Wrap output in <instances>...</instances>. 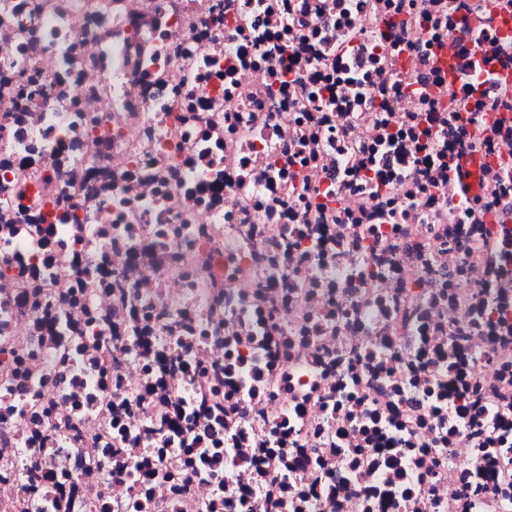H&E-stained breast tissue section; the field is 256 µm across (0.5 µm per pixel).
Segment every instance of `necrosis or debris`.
I'll return each mask as SVG.
<instances>
[{"instance_id": "obj_1", "label": "necrosis or debris", "mask_w": 512, "mask_h": 512, "mask_svg": "<svg viewBox=\"0 0 512 512\" xmlns=\"http://www.w3.org/2000/svg\"><path fill=\"white\" fill-rule=\"evenodd\" d=\"M0 512H512V0H0Z\"/></svg>"}]
</instances>
